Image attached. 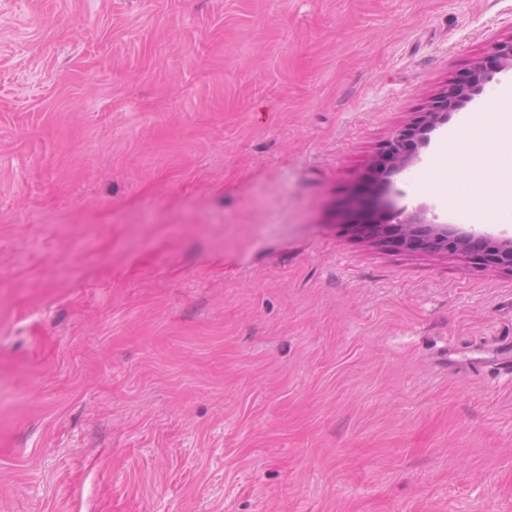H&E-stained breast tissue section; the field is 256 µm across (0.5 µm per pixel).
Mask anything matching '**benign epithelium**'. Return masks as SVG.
<instances>
[{
    "instance_id": "obj_1",
    "label": "benign epithelium",
    "mask_w": 512,
    "mask_h": 512,
    "mask_svg": "<svg viewBox=\"0 0 512 512\" xmlns=\"http://www.w3.org/2000/svg\"><path fill=\"white\" fill-rule=\"evenodd\" d=\"M491 56L495 66L474 64L458 80L436 97L426 112L412 124L390 136L376 160L375 173L392 182V177L421 162V150L428 146L430 133L448 122V115L463 108L482 94L495 75L512 71V39L497 44ZM398 247L423 252H459L478 265L506 267L512 270V237L497 239L488 235L462 233L451 227L421 204L397 210L384 220L375 222Z\"/></svg>"
}]
</instances>
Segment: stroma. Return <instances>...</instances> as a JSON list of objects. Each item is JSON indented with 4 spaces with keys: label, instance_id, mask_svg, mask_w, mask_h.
I'll return each instance as SVG.
<instances>
[{
    "label": "stroma",
    "instance_id": "1",
    "mask_svg": "<svg viewBox=\"0 0 512 512\" xmlns=\"http://www.w3.org/2000/svg\"><path fill=\"white\" fill-rule=\"evenodd\" d=\"M512 0H0V512H512V271L399 248L382 144Z\"/></svg>",
    "mask_w": 512,
    "mask_h": 512
}]
</instances>
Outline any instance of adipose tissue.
Returning <instances> with one entry per match:
<instances>
[{"mask_svg": "<svg viewBox=\"0 0 512 512\" xmlns=\"http://www.w3.org/2000/svg\"><path fill=\"white\" fill-rule=\"evenodd\" d=\"M449 148L456 170L441 192L449 204L470 209L495 223L512 215V107L497 104L474 113Z\"/></svg>", "mask_w": 512, "mask_h": 512, "instance_id": "ef3b65f1", "label": "adipose tissue"}]
</instances>
